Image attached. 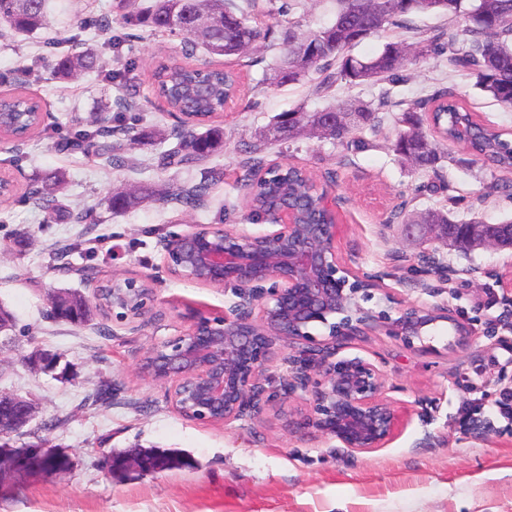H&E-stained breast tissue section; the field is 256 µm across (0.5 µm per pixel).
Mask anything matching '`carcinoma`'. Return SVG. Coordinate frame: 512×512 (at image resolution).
<instances>
[{"label":"carcinoma","mask_w":512,"mask_h":512,"mask_svg":"<svg viewBox=\"0 0 512 512\" xmlns=\"http://www.w3.org/2000/svg\"><path fill=\"white\" fill-rule=\"evenodd\" d=\"M120 18L115 21L123 32H114L112 18L100 15L80 23V32L63 43L51 45L53 76L71 82L85 73H96L115 86L127 83L133 62L123 52L129 38L124 30L147 26L156 33L184 35L185 61L162 65L151 76V97L161 100L167 111L182 114L184 120L207 125L202 132H183L171 128L178 140L176 150L162 157L163 164L191 166L210 157L222 139L219 127L209 121L224 113V104L242 91L240 76L231 69L211 62L192 63L197 48L211 56L240 58L260 43L279 46V55L267 77L271 86L296 84L316 79V89L340 82L347 86L365 83L395 86L405 82L421 60L448 51V62L475 79V86L487 93L501 108L512 110V0H336L333 21L315 32L304 33L294 25L279 31L250 23L236 0H123ZM433 12L446 16L460 29L446 38L435 34L419 41L420 49L409 50L401 42H389L382 51L366 61L350 55V50L367 36L384 31L393 23H405L416 13ZM51 27L48 0H0V33L30 35ZM94 27L109 34L101 48L81 47V32ZM29 96L23 91L0 95L1 112H25ZM388 106L381 98L366 102L351 98L316 112L298 107L283 112L270 122L280 135L262 132L258 143L245 150L240 181L249 188L251 216L266 211L275 202L268 181L275 182L278 194L299 208L306 222L325 224L328 214L320 208L322 188L298 166L269 164L264 158L270 141H290L301 135L329 140L339 145H362V134L373 131L379 112ZM392 150L414 173L436 172L441 160L438 141L463 143L475 160L500 171H512V139L503 138L498 127L477 118V113L452 94L441 91L406 104ZM127 142H112L115 130L93 119L75 134L74 149L100 146L112 168L135 164L134 150L145 137L124 126ZM224 177L213 169L198 183L178 191L147 188L138 194L117 188L112 190L107 207L112 214L124 213L145 201L170 204L176 209L193 211L207 206L210 192ZM65 177L58 173L30 191V198L47 212L49 218H63L75 224H95L91 210L67 211L59 204ZM408 224H482L478 216L459 218L445 209H426L413 213ZM161 470L190 468V457L170 450H150Z\"/></svg>","instance_id":"carcinoma-1"}]
</instances>
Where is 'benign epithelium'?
I'll return each mask as SVG.
<instances>
[{
    "label": "benign epithelium",
    "mask_w": 512,
    "mask_h": 512,
    "mask_svg": "<svg viewBox=\"0 0 512 512\" xmlns=\"http://www.w3.org/2000/svg\"><path fill=\"white\" fill-rule=\"evenodd\" d=\"M298 210L284 204L266 216L277 229L254 233L238 225L190 224L181 234L162 242L169 272L198 285L237 288L239 301L224 315L188 316L186 332L150 350L139 372L154 381L171 382V401L182 416L204 424L230 423L262 413L261 381L269 361L282 345L298 344L317 356L316 376L299 377L300 388L311 390L310 411L303 425L334 437L344 447L364 451L379 448L393 435L399 416L383 395V376L359 356L339 357L345 341L378 328L411 346L422 330L436 322L435 312L414 304L378 312L364 307L379 286L359 278L343 265L334 245L336 224H298ZM408 232L427 242L441 239L462 253L474 246L499 248L512 240V226L490 238L487 225L411 224ZM148 298L140 280L126 278L114 289L112 313L119 320L140 316ZM325 326L316 336L310 325ZM61 357L38 349L27 356L33 370L63 379L69 367ZM35 417L29 400L0 393V474L38 473L35 459L47 448H15L12 434Z\"/></svg>",
    "instance_id": "1"
}]
</instances>
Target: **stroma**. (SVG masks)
<instances>
[{"label":"stroma","instance_id":"stroma-1","mask_svg":"<svg viewBox=\"0 0 512 512\" xmlns=\"http://www.w3.org/2000/svg\"><path fill=\"white\" fill-rule=\"evenodd\" d=\"M335 10L336 0H300L283 13L272 0H255L253 14L269 24L293 22L315 31ZM101 14L119 18V0H53L49 35L0 38V91L23 83L44 111L42 132L17 148L0 143V177L18 186L0 204V306L15 317L12 339L0 347V392L28 398L36 408L34 420L15 436L16 445L45 439L72 460L63 476L0 477V512H512V418L497 410L502 389L512 388V330L498 321L504 298L497 283L498 273L512 265V251L465 255L430 242L423 248L447 269L444 281L419 260L423 248L395 220L427 208L461 217L476 213L491 223L511 217L512 171L472 162L462 146L451 145L437 173L413 174L389 147L401 102L438 91H453L482 120L507 131L512 112L476 89L466 72L450 70L445 57L432 56L393 88L380 128L365 133V146L345 148L305 136L268 146V162L306 167L320 181L335 173L329 193L336 201L342 263L395 301L438 307L448 317L426 327L411 348L382 330L340 347L339 356H358L380 369L384 394L401 416L382 447L355 451L316 429L294 426L310 396L283 394L282 386L306 363L299 345L268 365L263 385L276 399L261 418L203 424L176 412L171 383L145 377L139 365L152 347L187 329L189 310L221 313L236 296L229 287L207 288L172 276L163 263V240L191 224L246 222L238 163L275 115L296 106L315 111L351 97L371 100L380 89L337 85L318 94L309 81L274 87L264 78L276 50L233 59L229 65L240 70L246 90L219 120L223 147L194 168H162V155L176 141L161 136L174 119L158 102L137 124L150 136L137 151L140 167L116 171L104 157L70 150L66 143L79 121L115 100L117 89L94 75L75 83L51 80L46 45L48 37L75 34L79 18ZM182 41L179 34L133 29L124 47L135 62L129 90H147L152 71L179 58ZM213 168L223 169L224 180L206 212L182 213L155 203L118 216L106 213L114 185L173 189ZM56 172L67 180L63 206L96 209L102 223L48 221L25 196L33 181ZM78 240L81 249L59 255L61 246ZM88 266L100 278L149 279L146 313L124 322L98 315L80 327L47 319L51 297L66 290L86 293L88 282L79 271ZM463 319L471 320V335H458L455 324ZM36 347L58 353L71 378L33 372L24 357ZM106 383L112 397L101 404L95 393ZM474 415L487 422L485 435L472 433ZM152 446L182 451L194 465L143 476L107 472L111 450Z\"/></svg>","mask_w":512,"mask_h":512}]
</instances>
